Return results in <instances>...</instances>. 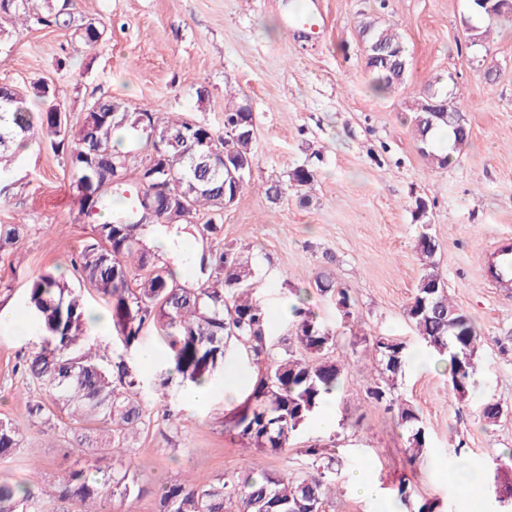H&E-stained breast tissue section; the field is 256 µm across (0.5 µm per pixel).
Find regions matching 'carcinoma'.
<instances>
[{
  "label": "carcinoma",
  "instance_id": "cac0c4a2",
  "mask_svg": "<svg viewBox=\"0 0 512 512\" xmlns=\"http://www.w3.org/2000/svg\"><path fill=\"white\" fill-rule=\"evenodd\" d=\"M0 36L47 28L73 31L88 49L100 41L107 27L73 11L69 0H0ZM366 42V67L374 89L387 91L402 85L408 70L402 34L374 21L362 24ZM52 85L38 81L11 103L0 106V174L8 172L34 141L48 143L70 172V189L84 214L105 213L108 220L93 226L92 237L77 252L38 275L24 298L32 321L42 331V344L24 364L23 376L52 397V403L76 424H97L106 433L112 453L123 449L126 433L144 428L150 413L141 400L142 384L123 356L103 363L99 348L85 343L87 326L80 292L67 281L74 275L83 286L111 303L112 335L125 348L140 340L142 330L153 326L168 347L169 375L186 385L215 377L224 367L230 348L249 352L256 380L233 413L230 430L260 452L288 447L295 433L321 412L340 390L345 364L330 357L336 332L307 306L301 291L291 306L299 351H272L268 343V313L254 297V270L244 255L247 246L209 248L195 258L197 281L186 285L176 268L155 258L146 248L147 225L134 220L146 203L170 215L161 183L171 178L191 183L187 200L193 217L204 211L208 220L178 221L186 233L217 240L223 231L224 165L246 163L242 175L250 177L254 163L252 144L255 121L251 112L224 113V127H190L174 112L143 109L131 112L114 98L96 99L98 106L83 113L72 132L54 112ZM448 107V93L414 101L412 122L422 154L439 167L448 166L453 154L469 138L466 125L449 117H435L428 107ZM133 129L144 135L143 156L113 145L117 132ZM448 130V152L429 149L431 134ZM315 181L312 170L298 166L288 173L299 201L309 200ZM24 224L0 225V251L16 244ZM438 245L422 224L416 250L423 273L406 308L416 335L445 363L448 385L457 402L469 400L474 389L475 359L481 336L467 313L449 297L435 261ZM319 294L328 297L346 317L354 307L349 288L330 276L316 278ZM380 366L378 379L365 394L374 404L394 413L407 434L409 459L415 462L428 448L427 430L419 411L399 398V377L406 363V345L389 336L371 344ZM500 403L487 400L481 417L487 426L499 422ZM23 433L8 418H0V458L20 447ZM88 444L85 465L69 472L61 482L37 491L21 489L0 479V512H36L29 506L43 495L69 501L76 512H104L113 500L139 498L144 489L138 476L104 470L96 456L98 446ZM307 462L294 475L277 476L253 467L234 472L213 483L199 485L188 479L165 483L158 490L157 512H325L326 498L336 492V458L325 448L304 450Z\"/></svg>",
  "mask_w": 512,
  "mask_h": 512
}]
</instances>
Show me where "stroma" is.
Returning <instances> with one entry per match:
<instances>
[{"instance_id":"1","label":"stroma","mask_w":512,"mask_h":512,"mask_svg":"<svg viewBox=\"0 0 512 512\" xmlns=\"http://www.w3.org/2000/svg\"><path fill=\"white\" fill-rule=\"evenodd\" d=\"M314 2L325 26L311 34L287 24L298 0H75V12L107 25L95 53L60 28L0 42V85L52 82L74 127L91 102L107 97L217 130L227 103L249 107L255 164L238 201L224 211L222 243L250 245L277 349L293 344L287 295L303 288L336 331L334 357L350 360L331 401L335 432L307 426L288 448L270 454L228 432L232 407L223 394L199 407L188 387L168 379L167 348L156 332H143L140 349L153 350L157 361L141 367L139 349L124 350L110 330L91 328L107 358L121 354L137 365L151 414L149 426L129 436L122 460L102 453L103 465L143 476V495L112 512H157L158 485L189 474L208 484L257 464L276 474L298 471L312 445L335 447L342 475L326 512H387L403 482L409 512L430 499L442 501L446 512H485L482 490L458 493L450 468L460 462L486 480L512 482V470L496 469L498 449H512V287L489 288L482 271L492 238L512 231V17L489 21L485 40L475 42L466 28L474 20L470 0ZM370 19L404 37L409 67L401 87L372 86L359 33L360 21ZM201 87L208 91L202 101ZM437 87L454 98L470 130L467 146L445 168L429 165L411 122L413 101ZM298 166L315 174L310 201L300 202L290 189L268 200L265 184ZM69 184L68 168L43 145L31 146L0 176V224L26 222L23 239L0 254V302L21 307L34 277L90 239L98 219L80 214ZM420 200L428 205L421 222L414 217ZM425 228L439 244V272L452 299L474 319L483 343L475 387L462 404L443 372L407 367L399 390L419 409L430 439L426 455L412 464L405 431L366 397L378 365L365 349L377 336L412 350L421 345L406 307L422 272L416 241ZM320 273L349 288L352 316L317 293ZM41 341L33 324L0 326V417L23 432L20 447L0 459V477L20 485L37 476L58 482L86 459L65 413L47 424L28 413L29 401L48 396L30 388L17 366ZM488 397L504 411L492 427L480 417ZM356 474L376 481L385 499L361 497L350 483Z\"/></svg>"}]
</instances>
